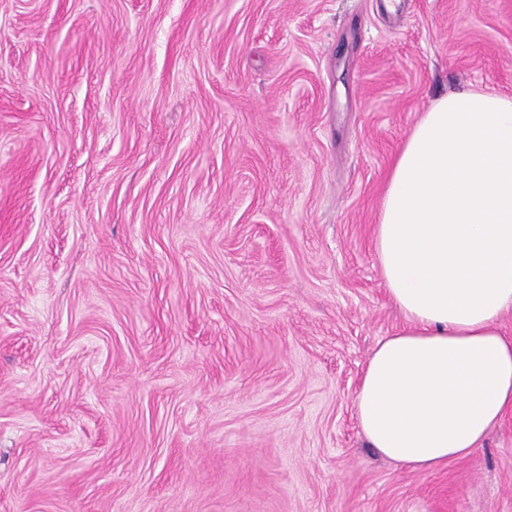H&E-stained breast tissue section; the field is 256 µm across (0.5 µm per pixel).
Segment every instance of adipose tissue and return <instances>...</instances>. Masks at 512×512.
<instances>
[{"label":"adipose tissue","mask_w":512,"mask_h":512,"mask_svg":"<svg viewBox=\"0 0 512 512\" xmlns=\"http://www.w3.org/2000/svg\"><path fill=\"white\" fill-rule=\"evenodd\" d=\"M375 245L404 324L354 399L368 444L434 469L512 412V100L464 90L422 113L386 177Z\"/></svg>","instance_id":"ef3b65f1"}]
</instances>
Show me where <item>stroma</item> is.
<instances>
[{
    "label": "stroma",
    "instance_id": "stroma-1",
    "mask_svg": "<svg viewBox=\"0 0 512 512\" xmlns=\"http://www.w3.org/2000/svg\"><path fill=\"white\" fill-rule=\"evenodd\" d=\"M512 0H0V512H512V414L398 466L353 400L433 100Z\"/></svg>",
    "mask_w": 512,
    "mask_h": 512
}]
</instances>
